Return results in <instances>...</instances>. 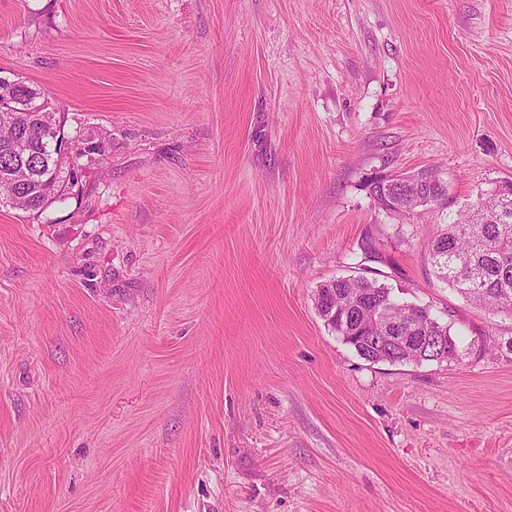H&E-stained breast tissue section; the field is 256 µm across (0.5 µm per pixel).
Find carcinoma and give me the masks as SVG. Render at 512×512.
Listing matches in <instances>:
<instances>
[{
    "instance_id": "obj_1",
    "label": "carcinoma",
    "mask_w": 512,
    "mask_h": 512,
    "mask_svg": "<svg viewBox=\"0 0 512 512\" xmlns=\"http://www.w3.org/2000/svg\"><path fill=\"white\" fill-rule=\"evenodd\" d=\"M7 110L16 116L17 132L28 143V151L17 157L0 144V178L9 176L26 165L27 178L17 185V200L12 208L38 215L52 203L68 195L71 174L68 157L54 149L45 137L47 125L56 122L48 97L23 80L16 81L10 96L0 95V112ZM375 205L395 216H410L404 209L405 197L419 193L440 205L445 191L432 185L393 179V184H369ZM428 258L436 276L446 282L477 308L490 313L512 312V202L504 204L498 194L479 198L466 214L446 224L428 245ZM336 298H331V292ZM322 301L317 311L325 325L342 341L353 347L366 361L392 364L431 361L429 353L446 347L448 358L457 357V346L449 325L432 315L429 307L399 302L392 289L376 279L362 275L328 281L317 288ZM349 298V310L335 307V301ZM381 310L406 318L405 336H438L440 340L426 344L425 350H393L391 352L370 343L372 335L366 324L358 325L357 317Z\"/></svg>"
}]
</instances>
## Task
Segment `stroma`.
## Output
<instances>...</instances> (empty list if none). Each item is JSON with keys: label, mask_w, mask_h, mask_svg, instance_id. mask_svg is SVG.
<instances>
[{"label": "stroma", "mask_w": 512, "mask_h": 512, "mask_svg": "<svg viewBox=\"0 0 512 512\" xmlns=\"http://www.w3.org/2000/svg\"><path fill=\"white\" fill-rule=\"evenodd\" d=\"M0 70L108 144L0 204V512H512V315L426 252L512 181V0H0ZM367 246L456 358L328 330ZM392 182H395L392 185H389L386 188L385 183L383 182H375L372 181L369 184L370 196L372 197L375 205L389 214H393L395 216H408L413 215V211L417 207H419L423 200L419 199V195L410 196L406 203L407 208L410 210L404 209V200L406 196H409L414 193L423 194L425 199H430L433 202V206H440L444 204L447 199L442 198V202L440 203L439 198L445 196L446 192L432 186L431 184L425 185L423 183H415L413 181L405 182L403 178H392ZM434 199H437L434 202Z\"/></svg>", "instance_id": "stroma-1"}]
</instances>
